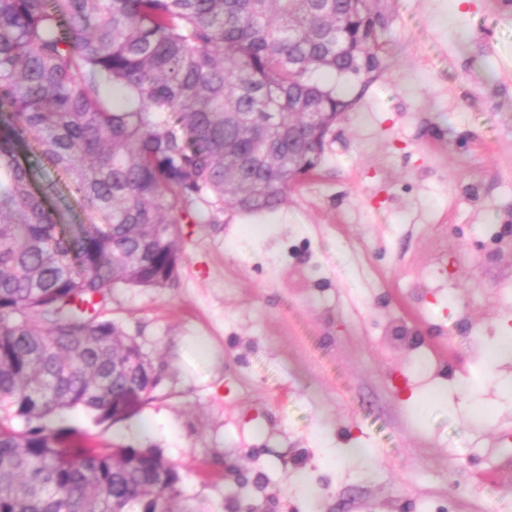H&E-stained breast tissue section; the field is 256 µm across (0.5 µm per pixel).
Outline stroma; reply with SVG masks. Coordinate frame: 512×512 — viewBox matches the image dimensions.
I'll return each mask as SVG.
<instances>
[{"label":"stroma","mask_w":512,"mask_h":512,"mask_svg":"<svg viewBox=\"0 0 512 512\" xmlns=\"http://www.w3.org/2000/svg\"><path fill=\"white\" fill-rule=\"evenodd\" d=\"M369 4L383 66L339 85L354 105L316 174L274 209L176 225V278L100 306L160 376L134 419H58L158 449L207 512H486L494 486L512 503V358L483 366L512 331V0Z\"/></svg>","instance_id":"1"}]
</instances>
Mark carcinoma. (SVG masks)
I'll return each mask as SVG.
<instances>
[{
  "label": "carcinoma",
  "instance_id": "cac0c4a2",
  "mask_svg": "<svg viewBox=\"0 0 512 512\" xmlns=\"http://www.w3.org/2000/svg\"><path fill=\"white\" fill-rule=\"evenodd\" d=\"M379 35L348 0H0V512H170L183 475L158 449L52 424L74 407L114 422L157 384L91 313L173 281L187 217L280 205L353 105L336 81L380 67ZM26 135L88 226L33 189Z\"/></svg>",
  "mask_w": 512,
  "mask_h": 512
}]
</instances>
